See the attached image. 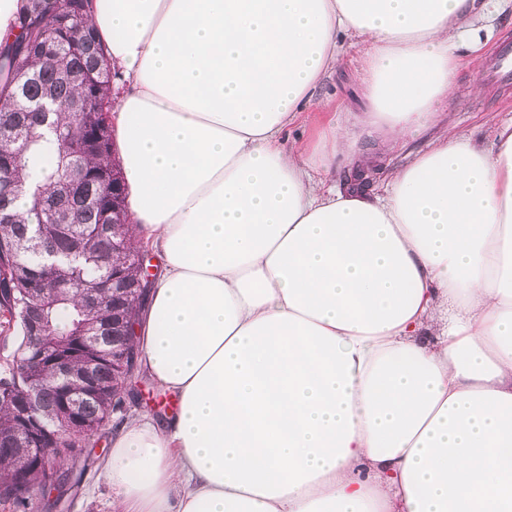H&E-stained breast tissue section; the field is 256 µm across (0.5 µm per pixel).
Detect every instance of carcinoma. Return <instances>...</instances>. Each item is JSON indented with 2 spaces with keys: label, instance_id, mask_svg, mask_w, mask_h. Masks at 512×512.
Here are the masks:
<instances>
[{
  "label": "carcinoma",
  "instance_id": "1",
  "mask_svg": "<svg viewBox=\"0 0 512 512\" xmlns=\"http://www.w3.org/2000/svg\"><path fill=\"white\" fill-rule=\"evenodd\" d=\"M89 2L53 0L47 16V0H27L15 40L0 44V331L12 334L15 352L24 353L25 324L7 313L27 308L50 344L100 352L93 394L78 380L63 383L48 362L29 373L41 388L44 428L57 431L48 414L65 390L89 423L81 436L59 434L46 453L17 436L14 402L26 379L0 364V440L14 441L0 451V486L22 470L36 478L47 471L69 477L59 467L73 458L68 449L86 447L87 436L107 426L115 405L130 394L112 357L135 351L127 325L144 301L148 247L135 244L133 225L126 223L112 123L97 111L99 102L112 100L116 73L96 41ZM79 99L92 108L75 110ZM20 185L28 199L22 212L14 208ZM102 278L114 288L90 306L82 294ZM8 508L36 512V493L12 496Z\"/></svg>",
  "mask_w": 512,
  "mask_h": 512
}]
</instances>
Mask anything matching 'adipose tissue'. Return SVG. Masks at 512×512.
Masks as SVG:
<instances>
[{
    "label": "adipose tissue",
    "instance_id": "obj_1",
    "mask_svg": "<svg viewBox=\"0 0 512 512\" xmlns=\"http://www.w3.org/2000/svg\"><path fill=\"white\" fill-rule=\"evenodd\" d=\"M493 2L92 0L159 259L134 344L179 403L113 432L112 512H512V122L386 162ZM355 39L361 108L285 142Z\"/></svg>",
    "mask_w": 512,
    "mask_h": 512
}]
</instances>
